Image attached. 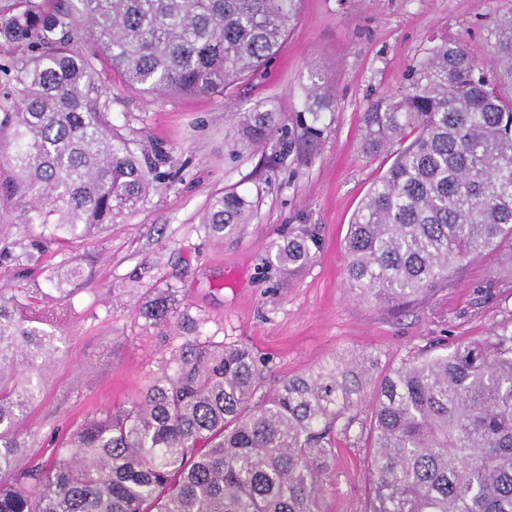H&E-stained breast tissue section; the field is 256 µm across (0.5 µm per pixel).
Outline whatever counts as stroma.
<instances>
[{
	"label": "stroma",
	"mask_w": 512,
	"mask_h": 512,
	"mask_svg": "<svg viewBox=\"0 0 512 512\" xmlns=\"http://www.w3.org/2000/svg\"><path fill=\"white\" fill-rule=\"evenodd\" d=\"M512 0H302L278 54L227 92L153 96L125 86L110 69L114 125L166 155L157 192L99 233L59 242L27 221V199L0 201V289L67 308L54 365L18 430L32 460L85 417L126 405L156 373L163 354L191 335L175 321L155 325L145 308L175 291L181 307L213 340L246 345L264 360L263 386L317 368L335 355L372 354L387 370L432 340L486 336L512 310V273L496 256L470 260L438 293L406 308L358 298L345 279L344 241L352 215L391 156L362 148L369 106L405 85L408 66L435 43L466 37L483 53L495 14ZM321 84L332 102L309 136L306 90ZM276 115L261 143L243 140L229 111ZM296 148L277 165L282 130ZM234 191L255 204L250 223L218 240L201 217L212 195ZM314 228V262L290 273L270 260L288 227ZM85 268L68 296L51 276ZM491 286L484 296L482 286ZM325 512H362L368 484L362 443L337 436Z\"/></svg>",
	"instance_id": "stroma-1"
}]
</instances>
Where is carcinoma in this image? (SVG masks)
Wrapping results in <instances>:
<instances>
[{
  "label": "carcinoma",
  "instance_id": "obj_1",
  "mask_svg": "<svg viewBox=\"0 0 512 512\" xmlns=\"http://www.w3.org/2000/svg\"><path fill=\"white\" fill-rule=\"evenodd\" d=\"M0 0V40L31 55L0 67L20 101L0 104V196L34 201L27 221L58 239L114 222L156 189L162 150H135L112 124L105 62L152 95L222 93L279 50L300 0ZM89 38V53L75 49ZM486 57L457 37L429 48L404 90L364 113V149L393 151L352 216L346 275L360 298L405 303L465 262L512 265V14L488 26ZM316 130L326 92L308 88ZM263 141L272 112H234ZM253 202L220 192L204 223L222 239ZM288 272L319 239L298 225L272 243ZM82 276L61 269V295ZM168 324L177 299L151 300ZM61 316L0 290V512H323L336 434L375 389L363 512H512V313L488 336L407 351L374 376L369 356L333 357L259 393L264 365L244 345L188 336L129 406L85 420L48 460L29 462L16 427L53 362Z\"/></svg>",
  "mask_w": 512,
  "mask_h": 512
}]
</instances>
